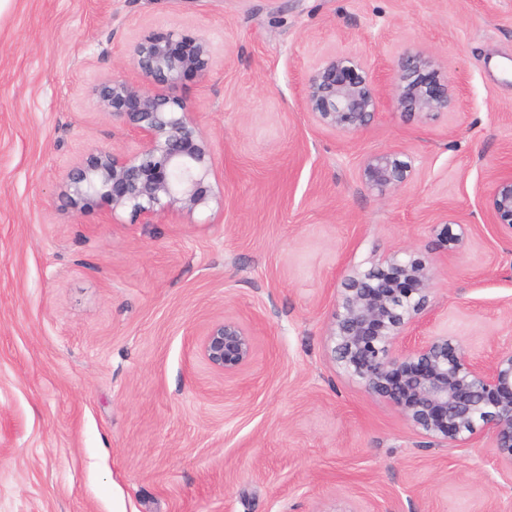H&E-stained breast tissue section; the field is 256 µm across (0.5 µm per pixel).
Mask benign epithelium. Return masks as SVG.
<instances>
[{
    "mask_svg": "<svg viewBox=\"0 0 512 512\" xmlns=\"http://www.w3.org/2000/svg\"><path fill=\"white\" fill-rule=\"evenodd\" d=\"M214 57L207 39L175 29L150 32L133 45L136 76L107 78L93 95L102 111L133 129L137 145L91 150L67 175L62 197L70 206L101 209L113 220L128 211L152 224L223 205L224 184L210 180L216 169L211 141L193 110L171 93L185 78L207 76ZM448 92V80L420 53L399 56L392 95L399 108L441 112L448 109ZM380 99L365 64L352 56L324 59L306 80V109L335 131H362ZM410 172V164L384 152L365 158L360 170L364 184L381 193L403 185ZM491 179L489 221L512 238V169L497 170ZM432 280L428 261L397 255L347 276L332 322L336 362L432 440L468 447L487 439L496 459L512 467V349L483 362L446 334L407 342L427 309ZM200 348L214 369L234 375L252 359V334L224 319L209 326Z\"/></svg>",
    "mask_w": 512,
    "mask_h": 512,
    "instance_id": "7a95c632",
    "label": "benign epithelium"
}]
</instances>
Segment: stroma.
I'll return each instance as SVG.
<instances>
[{"instance_id":"35a3bbf8","label":"stroma","mask_w":512,"mask_h":512,"mask_svg":"<svg viewBox=\"0 0 512 512\" xmlns=\"http://www.w3.org/2000/svg\"><path fill=\"white\" fill-rule=\"evenodd\" d=\"M204 36L206 78L175 90L224 179L223 209L142 224L77 212L68 172L136 146L94 87L132 74L151 31ZM431 60L448 110L361 132L318 124L316 64ZM512 0H10L0 11V512H512L487 442L437 444L344 373L330 325L346 275L401 249L433 267L411 336L491 359L512 338V244L487 220L512 168ZM388 152L412 170L360 177ZM462 242L450 248L444 231ZM251 329L233 376L208 326ZM411 165L391 153H375L363 161L360 174L365 185L379 192L403 185L409 178ZM200 348L214 369L224 375H234L243 370L252 359V334L241 323L224 319L209 326Z\"/></svg>"}]
</instances>
